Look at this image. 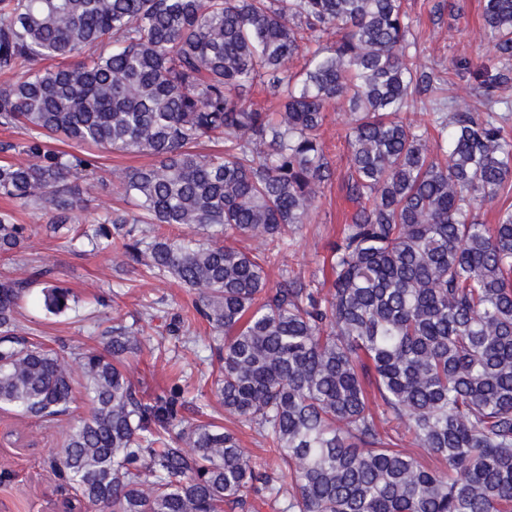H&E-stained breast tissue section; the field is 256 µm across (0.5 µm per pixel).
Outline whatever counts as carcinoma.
Masks as SVG:
<instances>
[{
	"label": "carcinoma",
	"instance_id": "obj_1",
	"mask_svg": "<svg viewBox=\"0 0 512 512\" xmlns=\"http://www.w3.org/2000/svg\"><path fill=\"white\" fill-rule=\"evenodd\" d=\"M482 21L496 63L480 67L476 115L448 95L468 62L422 64L403 0H0V72L16 77L0 89V127L23 133L0 152L25 156L0 163V197L41 211L52 237L192 291L168 335L199 317L224 336L210 390L280 460L263 470L235 432L192 421L180 384L136 387L127 366L143 341L119 314L103 349L81 354L88 411L52 463L78 502L512 512V0H484ZM257 84L278 110L249 98ZM339 102L351 210L330 288H270L265 266L334 175L320 130ZM417 108L427 123L401 117ZM205 141L224 149L198 152ZM84 145L155 162L107 178ZM91 178L135 210L97 212ZM27 232L1 211L0 255ZM36 284L50 314L73 297L49 267L0 279V409L50 423L77 386L66 356L17 332ZM394 422L437 465L400 447Z\"/></svg>",
	"mask_w": 512,
	"mask_h": 512
}]
</instances>
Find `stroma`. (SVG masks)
<instances>
[{
	"label": "stroma",
	"instance_id": "obj_1",
	"mask_svg": "<svg viewBox=\"0 0 512 512\" xmlns=\"http://www.w3.org/2000/svg\"><path fill=\"white\" fill-rule=\"evenodd\" d=\"M435 4L442 10L434 15L430 9ZM482 6L483 0H405L422 62L429 66L463 59L491 62L490 45L481 33ZM349 123L344 107L330 108L321 137L332 157L334 176L307 224L291 232L290 247L268 267L270 285L290 277L311 288L330 286L326 261L348 208L340 186L350 165ZM1 209L13 211L18 223L29 227L31 237L24 252L0 256V275L17 276L24 266L48 265L75 298L71 310L53 316L41 308L39 288H31L18 309L23 335L54 348H74L78 355L98 348L99 328L110 325L113 315L128 313L137 316L140 336L152 342L128 368L136 386L152 394L164 391L173 379L171 366L175 363L192 380L209 375L217 363L220 341L206 323H194L182 341L165 333L173 313L190 308L192 297L187 289L123 266L113 256H93L65 246L46 236L45 216L32 209L0 198ZM99 295L109 296L108 306L95 304ZM77 355L71 358V365H78ZM86 410L85 401L77 400L72 416L51 425L0 411V512H62V503L72 492L48 462L61 449L73 417Z\"/></svg>",
	"mask_w": 512,
	"mask_h": 512
}]
</instances>
